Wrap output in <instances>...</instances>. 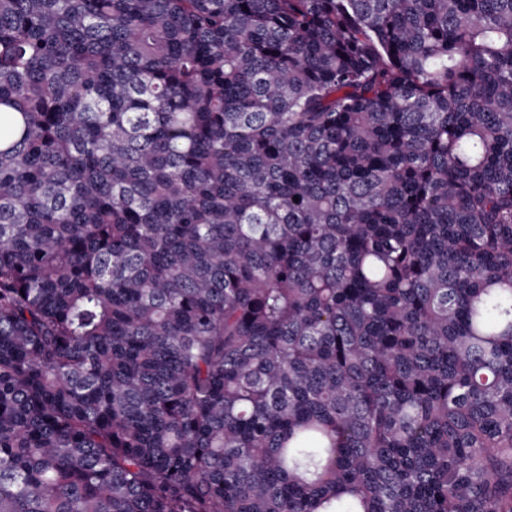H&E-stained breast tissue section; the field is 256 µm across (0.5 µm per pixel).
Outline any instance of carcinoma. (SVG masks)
Segmentation results:
<instances>
[{
    "label": "carcinoma",
    "mask_w": 512,
    "mask_h": 512,
    "mask_svg": "<svg viewBox=\"0 0 512 512\" xmlns=\"http://www.w3.org/2000/svg\"><path fill=\"white\" fill-rule=\"evenodd\" d=\"M0 512H512V0H0Z\"/></svg>",
    "instance_id": "obj_1"
}]
</instances>
